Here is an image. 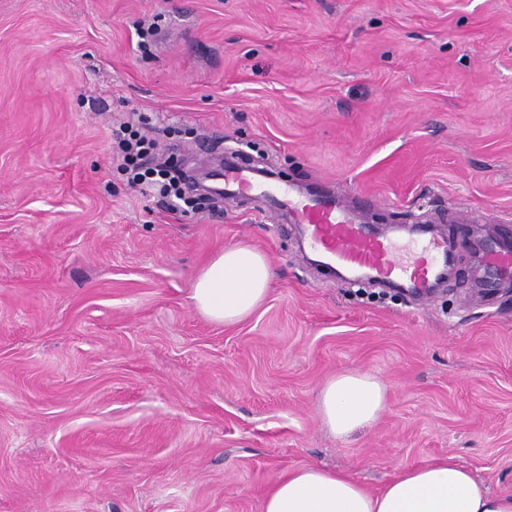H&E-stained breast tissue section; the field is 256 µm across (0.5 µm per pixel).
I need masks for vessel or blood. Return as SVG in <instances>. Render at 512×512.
I'll list each match as a JSON object with an SVG mask.
<instances>
[{
	"instance_id": "b4317fda",
	"label": "vessel or blood",
	"mask_w": 512,
	"mask_h": 512,
	"mask_svg": "<svg viewBox=\"0 0 512 512\" xmlns=\"http://www.w3.org/2000/svg\"><path fill=\"white\" fill-rule=\"evenodd\" d=\"M228 195L260 189L276 206L293 212L303 226L310 247L329 264L368 268L379 279L396 280L414 288L427 287L430 277L448 259L445 241L430 239L401 250L388 232H372L368 225L349 221L346 209L326 198H303L291 189L255 186L247 169L227 168L221 174Z\"/></svg>"
}]
</instances>
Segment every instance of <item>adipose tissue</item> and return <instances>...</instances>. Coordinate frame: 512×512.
<instances>
[{
	"instance_id": "1",
	"label": "adipose tissue",
	"mask_w": 512,
	"mask_h": 512,
	"mask_svg": "<svg viewBox=\"0 0 512 512\" xmlns=\"http://www.w3.org/2000/svg\"><path fill=\"white\" fill-rule=\"evenodd\" d=\"M273 278L264 254L245 244L228 246L196 277L191 304L211 322L235 324L263 304ZM385 406V385L362 371L336 374L319 391L322 421L339 439L374 423ZM263 512H512V495L491 493L450 454L403 467L377 494L346 474L297 467L266 495Z\"/></svg>"
}]
</instances>
